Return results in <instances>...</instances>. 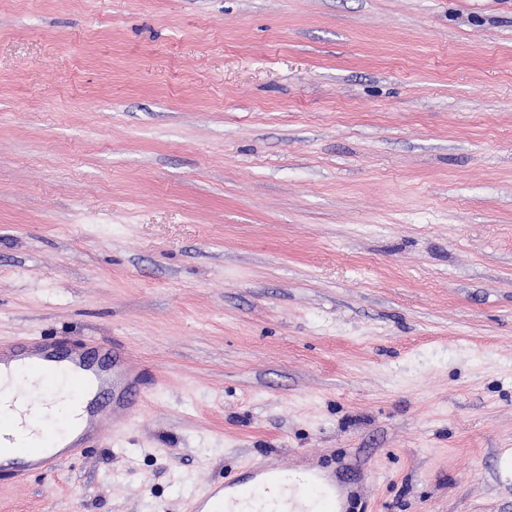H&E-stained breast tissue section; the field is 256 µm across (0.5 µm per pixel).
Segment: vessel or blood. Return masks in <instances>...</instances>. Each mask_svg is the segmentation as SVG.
<instances>
[{
	"label": "vessel or blood",
	"mask_w": 512,
	"mask_h": 512,
	"mask_svg": "<svg viewBox=\"0 0 512 512\" xmlns=\"http://www.w3.org/2000/svg\"><path fill=\"white\" fill-rule=\"evenodd\" d=\"M31 366L43 378L66 381L73 395L69 423L83 425L84 430L65 451L45 448L46 411L55 395L48 389L33 399L27 392H17L0 405L11 417L10 424L0 428V449L15 451L14 456L0 458V472H9L14 479L59 470L81 452L88 435L112 424L115 410L127 413L139 407L140 374L129 353L111 343L99 340L63 351L53 343L26 338L0 346V383ZM341 496L335 477L324 471H312L301 488L288 483L285 470L256 463L237 482L199 488L189 497L186 512H264L268 500L276 502L280 512H343Z\"/></svg>",
	"instance_id": "vessel-or-blood-1"
}]
</instances>
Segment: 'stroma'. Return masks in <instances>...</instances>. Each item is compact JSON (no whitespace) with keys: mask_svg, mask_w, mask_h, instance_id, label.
Segmentation results:
<instances>
[{"mask_svg":"<svg viewBox=\"0 0 512 512\" xmlns=\"http://www.w3.org/2000/svg\"><path fill=\"white\" fill-rule=\"evenodd\" d=\"M140 410L0 512H185L248 464L512 512V0H0V345Z\"/></svg>","mask_w":512,"mask_h":512,"instance_id":"35a3bbf8","label":"stroma"}]
</instances>
